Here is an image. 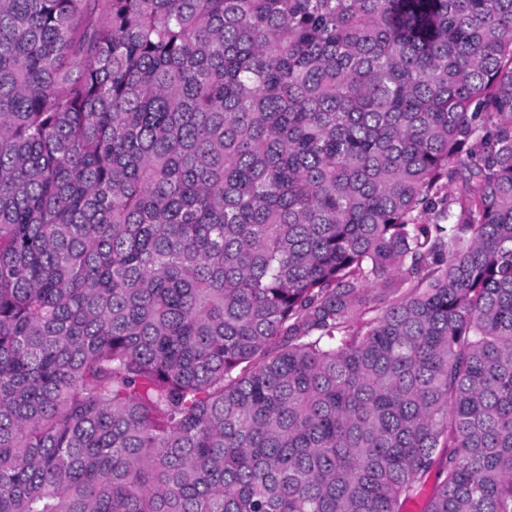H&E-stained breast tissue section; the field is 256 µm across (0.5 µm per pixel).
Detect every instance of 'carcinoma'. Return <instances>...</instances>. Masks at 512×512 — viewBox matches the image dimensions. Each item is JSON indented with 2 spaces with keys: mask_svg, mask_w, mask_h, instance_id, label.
<instances>
[{
  "mask_svg": "<svg viewBox=\"0 0 512 512\" xmlns=\"http://www.w3.org/2000/svg\"><path fill=\"white\" fill-rule=\"evenodd\" d=\"M512 512V0H0V512Z\"/></svg>",
  "mask_w": 512,
  "mask_h": 512,
  "instance_id": "1",
  "label": "carcinoma"
}]
</instances>
